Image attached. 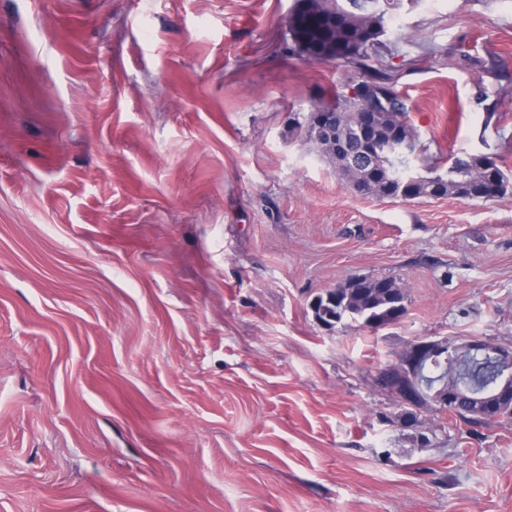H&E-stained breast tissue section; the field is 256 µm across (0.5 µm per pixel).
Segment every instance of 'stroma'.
Returning a JSON list of instances; mask_svg holds the SVG:
<instances>
[{
	"mask_svg": "<svg viewBox=\"0 0 512 512\" xmlns=\"http://www.w3.org/2000/svg\"><path fill=\"white\" fill-rule=\"evenodd\" d=\"M295 2L0 0V512H512V423L377 382L512 348V192H353L302 125L356 73L288 54ZM385 27L430 161L512 170V0ZM355 275L406 316L316 322ZM443 339L448 344L443 343L442 340L432 339L415 340L408 344L402 354L403 368L407 371L406 378L402 380V368L391 363L380 371L377 378L378 384L392 393L394 386L402 380L398 387L401 403L404 406L413 407V402L418 395L426 390L424 384H420L421 369L436 357H440L445 352L446 347L448 348L447 358L433 361L428 364L427 372H421V378L426 382L428 390L425 391V397H423L422 402L418 403V407L427 404H435L436 406L437 401L431 398L433 385L445 376H449L448 382H452L454 377L458 383L461 380L464 384L475 388L487 386L494 380L495 370L488 364L479 363L471 357L459 360L452 356L449 348L457 338L447 336ZM455 348L460 354L466 355H481L485 354L487 356V352L490 354V358L497 365L501 366L502 364L507 365L508 367L512 364V349H506L502 347L495 346L494 348H488L486 342L480 339H469L465 342L455 344L452 349ZM511 369V377H512V365ZM441 411L448 412L454 418L471 427H481L491 422H512V400L499 405L495 410L483 414V417L474 414L471 409L462 402H450L447 406L438 408Z\"/></svg>",
	"mask_w": 512,
	"mask_h": 512,
	"instance_id": "35a3bbf8",
	"label": "stroma"
}]
</instances>
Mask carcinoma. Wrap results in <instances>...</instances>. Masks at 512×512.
I'll list each match as a JSON object with an SVG mask.
<instances>
[{
  "label": "carcinoma",
  "instance_id": "obj_1",
  "mask_svg": "<svg viewBox=\"0 0 512 512\" xmlns=\"http://www.w3.org/2000/svg\"><path fill=\"white\" fill-rule=\"evenodd\" d=\"M397 6L396 0H315L316 11L325 16L342 15V21L334 26L318 25L291 37L290 51L309 59L308 50L324 56H336L334 62L350 66L361 75L359 82H370L383 87L387 98L380 103V111H372L373 103L366 99L348 96L349 86L336 92V103L321 108L334 112L338 125L352 128L366 114L373 118V134L369 144L371 167L362 174L359 187L365 194L382 197L422 196L433 189L443 197L467 198L477 189L471 179H481L484 188L482 200L489 201L512 191V173L498 164L487 167L484 158L476 155L456 157L444 167L423 157L415 130L406 120L407 107L391 74L369 64L371 53L376 51L378 34L384 27L388 10ZM341 177H346L348 152L342 148L334 153L323 154ZM407 296L401 286L386 277L351 276L335 289L315 298L312 309L317 319L336 326L350 320L377 332L400 322L407 314ZM449 376L475 388L489 385L495 370L474 358L460 360L451 355L435 360L421 373L428 390L420 405L434 404L432 399L435 382ZM403 378L402 368L389 364L377 378L385 390L393 391ZM440 410L471 427H481L491 422H512V400L495 410L478 416L464 403L450 402Z\"/></svg>",
  "mask_w": 512,
  "mask_h": 512
}]
</instances>
